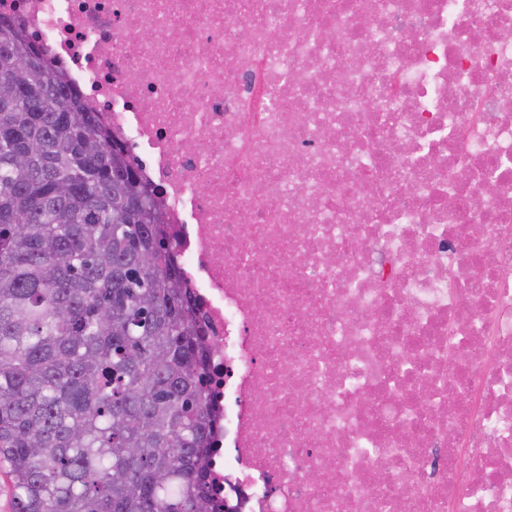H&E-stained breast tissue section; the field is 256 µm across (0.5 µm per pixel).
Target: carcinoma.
I'll return each mask as SVG.
<instances>
[{
  "mask_svg": "<svg viewBox=\"0 0 512 512\" xmlns=\"http://www.w3.org/2000/svg\"><path fill=\"white\" fill-rule=\"evenodd\" d=\"M126 149L0 18V473L13 512H224L209 346ZM152 256L149 269L141 256Z\"/></svg>",
  "mask_w": 512,
  "mask_h": 512,
  "instance_id": "carcinoma-1",
  "label": "carcinoma"
}]
</instances>
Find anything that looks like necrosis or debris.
Listing matches in <instances>:
<instances>
[{"label":"necrosis or debris","instance_id":"1","mask_svg":"<svg viewBox=\"0 0 512 512\" xmlns=\"http://www.w3.org/2000/svg\"><path fill=\"white\" fill-rule=\"evenodd\" d=\"M0 16L161 192L230 505L512 512V0Z\"/></svg>","mask_w":512,"mask_h":512}]
</instances>
